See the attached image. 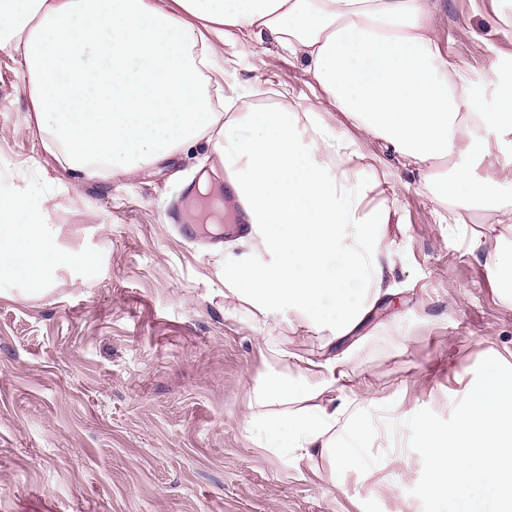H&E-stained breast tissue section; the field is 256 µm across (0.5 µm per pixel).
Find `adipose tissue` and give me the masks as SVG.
Segmentation results:
<instances>
[{"label": "adipose tissue", "instance_id": "adipose-tissue-1", "mask_svg": "<svg viewBox=\"0 0 512 512\" xmlns=\"http://www.w3.org/2000/svg\"><path fill=\"white\" fill-rule=\"evenodd\" d=\"M438 11V0H172L168 9L153 0H0V46L24 61L46 149L73 170L131 174L206 138L244 205L247 241L276 259L225 257V303L254 304L266 320L288 310L340 341L303 366L259 347L276 371L254 386L247 429L298 463H350L371 433L346 340L391 294L385 213L366 203V155L327 109L389 143L435 188V204L450 206V223H465L474 201L512 223V197L499 182L474 183L465 164H512V113L488 108L483 87L442 52ZM267 36L280 55L306 63L324 108L294 116L279 103L259 107L239 85L215 108L214 77L265 54ZM440 160L451 163V183ZM452 184L469 191L449 193ZM86 260L55 247L32 196L0 197V267L40 289L47 268ZM326 297L336 302L330 318L317 311ZM339 425L351 445L337 446Z\"/></svg>", "mask_w": 512, "mask_h": 512}]
</instances>
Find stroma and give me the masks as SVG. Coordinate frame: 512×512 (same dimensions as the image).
Instances as JSON below:
<instances>
[{
	"label": "stroma",
	"instance_id": "1",
	"mask_svg": "<svg viewBox=\"0 0 512 512\" xmlns=\"http://www.w3.org/2000/svg\"><path fill=\"white\" fill-rule=\"evenodd\" d=\"M436 36L498 107L512 0H440ZM23 71L0 48V196L34 191L56 247L87 260L48 270L41 291L0 274V512H422L411 494L422 461L406 430L369 436L365 463L321 460L315 474L251 440L249 395L270 370L259 337L313 359L326 335L289 316L263 320L247 303L225 307V255H269L221 236L186 239L169 220L178 211L193 223L198 182L224 181L206 141L130 176L73 171L31 124ZM224 81L254 86L263 105L283 90L301 108L323 104L299 60L267 54ZM400 176L385 226L394 293L360 331L358 388L446 418L483 358L512 365L501 278L512 230L477 208L452 236L418 175Z\"/></svg>",
	"mask_w": 512,
	"mask_h": 512
}]
</instances>
